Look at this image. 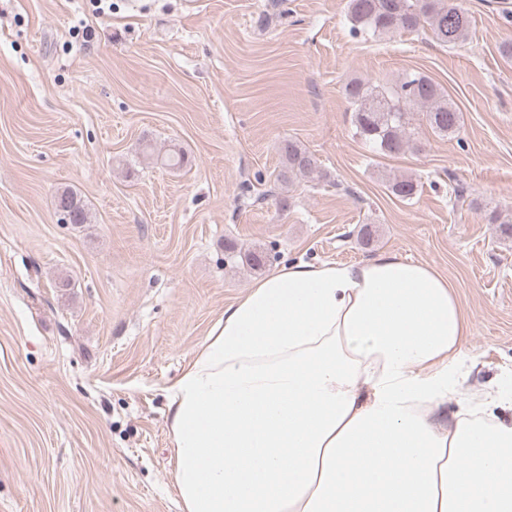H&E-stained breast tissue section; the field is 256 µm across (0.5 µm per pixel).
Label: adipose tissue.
<instances>
[{"instance_id":"obj_1","label":"adipose tissue","mask_w":512,"mask_h":512,"mask_svg":"<svg viewBox=\"0 0 512 512\" xmlns=\"http://www.w3.org/2000/svg\"><path fill=\"white\" fill-rule=\"evenodd\" d=\"M467 330L392 253L255 281L166 389L182 512H512V386L465 395Z\"/></svg>"}]
</instances>
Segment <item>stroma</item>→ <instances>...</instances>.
<instances>
[{
    "mask_svg": "<svg viewBox=\"0 0 512 512\" xmlns=\"http://www.w3.org/2000/svg\"><path fill=\"white\" fill-rule=\"evenodd\" d=\"M346 4L0 0V512H181L166 389L260 279L251 251L429 264L469 323L463 391L512 383V236L488 221L512 212V0H464L453 47L354 37ZM417 71L459 133L416 109L415 148L373 153L347 82ZM288 139L322 178L277 181ZM65 189L87 223H60Z\"/></svg>",
    "mask_w": 512,
    "mask_h": 512,
    "instance_id": "35a3bbf8",
    "label": "stroma"
}]
</instances>
